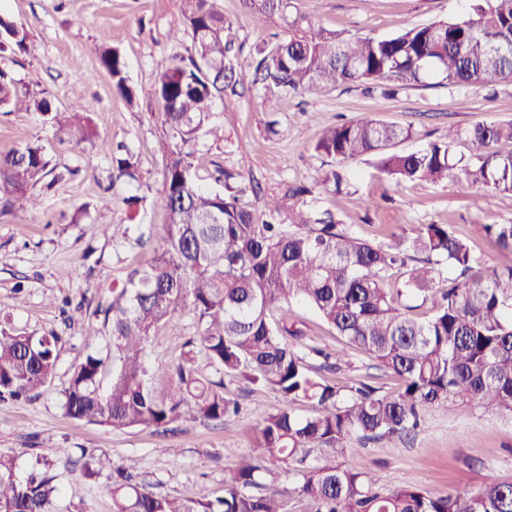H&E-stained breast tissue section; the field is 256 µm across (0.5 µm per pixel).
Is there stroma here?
Instances as JSON below:
<instances>
[{"mask_svg":"<svg viewBox=\"0 0 512 512\" xmlns=\"http://www.w3.org/2000/svg\"><path fill=\"white\" fill-rule=\"evenodd\" d=\"M464 0H291L290 12L351 36H392L405 28L463 11ZM231 22L237 43L251 47L259 36L284 34L281 22L257 30L241 0H216ZM182 0H0V14L27 34L28 50L6 59L20 89L46 95L59 111H70L75 96L90 105L96 136L80 146L34 112H0V153L35 142L43 147L56 175L37 193L33 215L0 214V296H18V306L0 310V326L30 336L61 338L54 375L29 400L0 402V454L15 460L24 479L48 469L59 488L52 512H112V474L89 479L81 472V452L109 454L138 462L139 478L158 494L178 498L224 494V481L249 451V432L280 403L278 394L242 379H226V393L240 405L231 421L186 418L175 430H111L79 422L63 409L74 367L91 352H105L109 339L104 311L114 288L149 259L156 233L167 222L161 200L168 156V130L151 94L163 64L172 56L195 53L190 36L171 40ZM107 42L126 64L129 85L139 97L127 103L93 52ZM366 118L411 128L413 136L395 144L412 152L438 139L448 128L468 130L490 121L512 123V82L480 85L412 86L390 96L382 89L342 85L321 96L288 95L261 103L256 97L225 96L211 121L223 139L200 137L194 144L201 184L220 191L218 171L243 175L251 186L243 207L263 211L267 199L282 207L302 204L330 210L356 237L387 247L410 237L421 224H448L468 241L485 272L512 264L485 234L487 224L512 222V195L485 189L461 197L452 181L396 183L362 156L345 163L350 185L342 193L324 192L320 180L329 160L314 150L328 127ZM132 156L137 180L114 179L113 160ZM312 188L302 199L292 188ZM110 205H103V198ZM116 225L128 234L113 233ZM282 317L294 323L305 343L333 352L346 349L340 370H314V377L339 387L366 383L380 392L398 381L377 369L366 353L347 347L307 305L291 302ZM198 323L182 311L177 332L159 330L150 344L154 359H174ZM65 448L69 460L56 456ZM342 466L371 472L387 492L414 486L432 497L454 488H480L512 481V413L473 406L430 411L415 434L371 441L337 455Z\"/></svg>","mask_w":512,"mask_h":512,"instance_id":"1","label":"stroma"}]
</instances>
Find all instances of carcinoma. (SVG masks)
<instances>
[{"label":"carcinoma","instance_id":"1","mask_svg":"<svg viewBox=\"0 0 512 512\" xmlns=\"http://www.w3.org/2000/svg\"><path fill=\"white\" fill-rule=\"evenodd\" d=\"M257 25L277 18L288 36L258 44L248 61L256 98L320 94L329 87L363 83L394 94L429 79L448 85H493L512 75V0H468L466 13L404 29L392 37H346L288 14L290 0H242ZM182 20L172 39L191 36L196 57H173L151 94L169 129L163 200L169 223L146 266L125 281L104 311L110 324L106 355L90 353L65 389L66 415L113 430L167 428L192 412L222 421L237 412L224 393V378L242 377L276 391L282 406L249 436L250 453L224 485V496L179 500L133 481L134 459L116 463L90 453L88 478L112 469L113 512H291L290 497L274 480H263L269 463L296 464L300 481L292 493L308 512H512V482L477 490L457 489L432 498L417 487L383 493L374 476L343 468L332 459L309 460L314 448L343 452L354 437L401 438L414 431L426 410L474 404L512 412V265L488 275L470 245L449 224H422L413 236L387 248L353 236L328 210H288V223L261 221L239 204L246 186L219 193L198 182L191 145L202 135L222 138L210 122L214 99L238 94L231 27L214 0H183ZM27 35L0 16V54L27 51ZM102 67L127 103V83L118 51L95 47ZM0 109L47 115L59 132L80 146L91 140L90 106L76 98L70 112H55L46 97L18 91L0 67ZM409 128L366 119L327 129L314 146L332 160L322 184L341 191V164L371 155L379 171L396 182H439L450 177L459 191L475 188L512 194V123L486 122L466 131L448 128L440 140L408 153H388ZM466 137L469 159L452 152ZM52 173L42 148L27 143L0 156V212L34 211V189ZM486 234L512 250V222L484 225ZM398 267L405 279L387 287ZM458 273L447 288L435 285L445 271ZM433 300V315L420 320L400 308L395 296ZM305 303L346 344L369 354L399 378L400 387L380 395L367 385L344 393L311 375L314 347L297 344L303 331L275 312L290 300ZM197 319L194 336L176 362L151 361L152 337L175 329L179 313ZM59 336H26L0 327V398L37 395L53 376ZM205 354V374L195 353ZM303 399L320 410L304 417ZM259 493L249 492L250 488ZM58 493L54 477L14 476L12 458L0 455V512H48Z\"/></svg>","mask_w":512,"mask_h":512}]
</instances>
